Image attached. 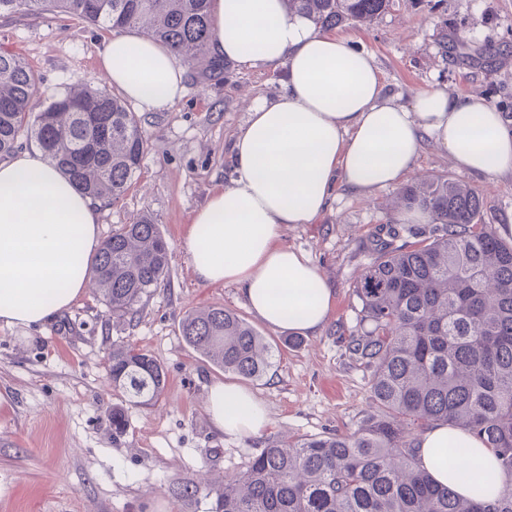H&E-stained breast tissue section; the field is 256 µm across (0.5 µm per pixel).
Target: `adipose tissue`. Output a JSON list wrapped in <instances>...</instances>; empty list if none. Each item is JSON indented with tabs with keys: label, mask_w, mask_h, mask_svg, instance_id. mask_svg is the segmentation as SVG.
Segmentation results:
<instances>
[{
	"label": "adipose tissue",
	"mask_w": 512,
	"mask_h": 512,
	"mask_svg": "<svg viewBox=\"0 0 512 512\" xmlns=\"http://www.w3.org/2000/svg\"><path fill=\"white\" fill-rule=\"evenodd\" d=\"M213 53L246 68H282L283 91L254 100L234 136V176L197 208L184 235L195 278L241 288L251 312L273 329L318 331L334 292L312 260L283 245L289 224H310L337 186L358 192L397 183L424 141L472 173L512 175V121L483 98L428 85L411 104L385 91L372 56L288 10L284 0H213ZM101 64L138 110L161 112L185 95L180 59L146 36L114 33ZM97 212L40 150L0 162V324L28 327L66 311L86 292L99 250ZM206 411L230 435L264 428V405L244 386H210ZM472 449L492 482L459 480L461 465L438 456L449 441ZM431 479L463 497L496 499L505 488L493 449L440 423L418 442Z\"/></svg>",
	"instance_id": "adipose-tissue-1"
}]
</instances>
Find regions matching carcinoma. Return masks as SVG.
Here are the masks:
<instances>
[{"label": "carcinoma", "instance_id": "obj_1", "mask_svg": "<svg viewBox=\"0 0 512 512\" xmlns=\"http://www.w3.org/2000/svg\"><path fill=\"white\" fill-rule=\"evenodd\" d=\"M322 28L343 19L369 24L389 0H285ZM60 12L92 26L144 34L183 63L207 57L211 0H0V17ZM40 79L0 49V159L33 139L86 195L115 203L140 170L145 139L136 113L106 89L79 83L37 109ZM396 204L428 215L413 226V246L396 244L403 224L373 234L371 262L354 293L360 323L349 357L371 371L380 414L353 431L288 444L272 440L241 475L216 488L219 512H512V245L478 223L483 198L446 174L402 187ZM169 244L142 215L105 239L94 283L112 315L135 317L141 299L168 275ZM185 343L205 361L245 380L262 377L272 350L234 311H190ZM112 389L147 405L165 388L161 364L146 350L112 343ZM460 427L496 451L508 478L493 501L465 498L432 483L417 464L416 430ZM464 476L480 489L492 480L477 463Z\"/></svg>", "mask_w": 512, "mask_h": 512}]
</instances>
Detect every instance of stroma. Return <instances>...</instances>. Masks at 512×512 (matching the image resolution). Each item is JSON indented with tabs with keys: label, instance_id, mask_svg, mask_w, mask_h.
Wrapping results in <instances>:
<instances>
[{
	"label": "stroma",
	"instance_id": "1",
	"mask_svg": "<svg viewBox=\"0 0 512 512\" xmlns=\"http://www.w3.org/2000/svg\"><path fill=\"white\" fill-rule=\"evenodd\" d=\"M331 32L370 54L386 90L401 100L435 83L484 98L512 119V0H391L370 25L347 20ZM106 36L62 13L0 18V47L38 73L44 101L74 83L107 87L100 66ZM186 85L168 110L141 113V169L119 202L98 207L101 237L146 214L170 243L169 275L142 298L135 322L113 317L91 290L48 323L0 326V512H216L215 484L243 473L267 441L346 433L378 411L369 373L349 358L346 342L360 330L353 285L371 258L372 236L399 218L391 209L396 187L368 196L337 188L332 209L316 223L286 225L282 244L308 254L334 291L325 326L290 341L256 321L239 288L194 279L183 247L193 212L231 175V141L247 103L280 93L281 71L228 62L205 76L190 67ZM440 172L480 193L485 223H512V176L461 170L432 141L402 182ZM211 306L253 323L273 350L266 375L247 383L269 422L248 437L224 435L211 423L208 389L233 376L180 334L189 310ZM116 341L149 351L167 374L158 400L124 405L128 427L118 437L112 408L123 403L108 375Z\"/></svg>",
	"mask_w": 512,
	"mask_h": 512
}]
</instances>
